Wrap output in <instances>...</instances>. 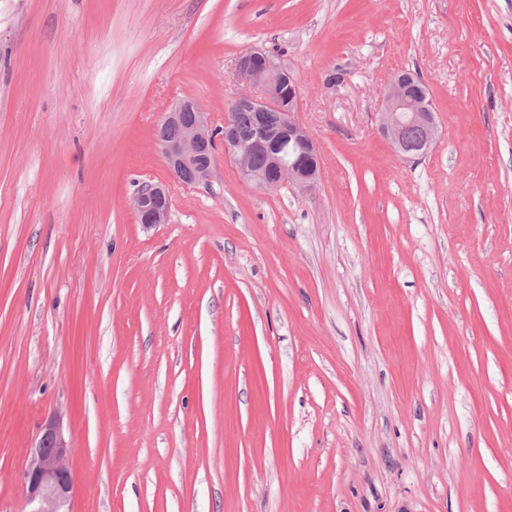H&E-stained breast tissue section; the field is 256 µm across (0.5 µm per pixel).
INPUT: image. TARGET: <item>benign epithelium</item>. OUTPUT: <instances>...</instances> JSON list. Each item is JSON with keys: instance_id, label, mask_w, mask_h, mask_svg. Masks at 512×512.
<instances>
[{"instance_id": "1", "label": "benign epithelium", "mask_w": 512, "mask_h": 512, "mask_svg": "<svg viewBox=\"0 0 512 512\" xmlns=\"http://www.w3.org/2000/svg\"><path fill=\"white\" fill-rule=\"evenodd\" d=\"M238 80L249 87L239 93L233 105L254 115L252 133H239L230 116H224V152L232 157L242 178L264 190L288 184L301 194L311 192L320 178V156L314 138L295 118L299 88L294 74L261 48L240 54L234 63ZM288 83L290 97L283 106L278 87ZM421 79L410 73L396 74L387 84L379 112V130L395 153L407 160L426 156L439 136V125L427 95L415 91ZM161 126L177 128L171 138L158 143L166 165L175 177L193 184L208 183L214 177L215 159L207 154L214 143L210 113L192 100H183L164 113ZM417 132L411 138V132ZM288 142V155L282 143ZM264 164L258 165V157ZM170 193L162 183H146L133 198L139 223L151 228L166 223ZM72 448L58 424L47 421L29 450L24 473L26 496L23 512H67L73 476L66 465Z\"/></svg>"}]
</instances>
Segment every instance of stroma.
Instances as JSON below:
<instances>
[{"instance_id":"35a3bbf8","label":"stroma","mask_w":512,"mask_h":512,"mask_svg":"<svg viewBox=\"0 0 512 512\" xmlns=\"http://www.w3.org/2000/svg\"><path fill=\"white\" fill-rule=\"evenodd\" d=\"M253 47L309 195L165 165L164 112L223 125ZM402 71L440 128L412 161L377 131ZM52 418L72 512H512V0H0V512ZM170 204L168 187L162 183L144 184L133 198L137 219L147 228L166 223Z\"/></svg>"}]
</instances>
